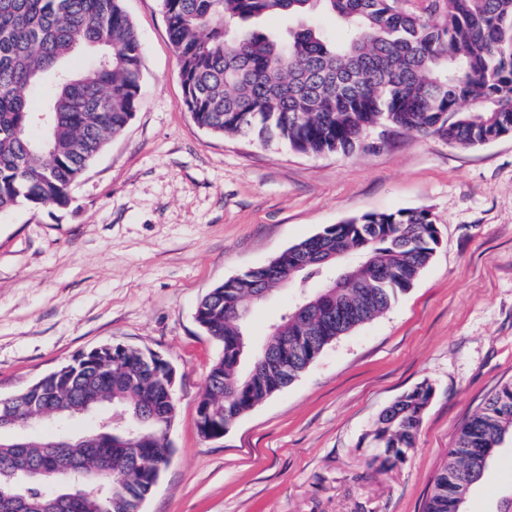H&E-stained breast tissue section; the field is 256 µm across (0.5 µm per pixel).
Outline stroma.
<instances>
[{
    "instance_id": "1",
    "label": "stroma",
    "mask_w": 512,
    "mask_h": 512,
    "mask_svg": "<svg viewBox=\"0 0 512 512\" xmlns=\"http://www.w3.org/2000/svg\"><path fill=\"white\" fill-rule=\"evenodd\" d=\"M120 5L143 46L133 119L68 207L0 214V396L102 344L146 348L176 370L177 413L143 512H421L459 427L512 382V134L460 148L375 130L346 156L216 136L182 105L161 0ZM421 208L440 244L413 286L204 438L197 403L221 346L195 319L203 296L326 225ZM293 295L249 304L253 342ZM425 381L415 450L377 469L380 414ZM510 496L512 443L463 512H503Z\"/></svg>"
}]
</instances>
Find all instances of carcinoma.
Returning <instances> with one entry per match:
<instances>
[{
	"label": "carcinoma",
	"instance_id": "carcinoma-1",
	"mask_svg": "<svg viewBox=\"0 0 512 512\" xmlns=\"http://www.w3.org/2000/svg\"><path fill=\"white\" fill-rule=\"evenodd\" d=\"M180 63L182 104L196 124L218 136L272 142L309 155H348L381 126L451 145L476 147L512 133V0H427L422 10L398 0H162ZM296 21L282 34L250 28L263 17ZM333 18L331 40L317 25ZM79 48L111 51L104 63L75 73L67 58ZM142 46L120 0H0V213L21 203L64 208L69 189L134 116ZM49 88L46 118L29 98ZM438 229L427 209L365 214L329 224L272 260L211 289L196 317L222 347L204 397L218 429H228L261 400L294 382L327 345L367 323L412 287L430 263ZM348 250L344 270L369 284L323 288L334 315L288 325V346L268 334L258 349L240 345L247 303L271 288L324 281L314 254ZM288 352V365L254 371L263 351ZM144 349L105 344L9 396L19 417L30 409L65 421L98 396L129 413L157 410L174 421L162 377L144 366ZM433 386L422 382L378 418L373 459L385 469L416 447ZM130 452L80 435L62 449L68 464L104 488L78 492L66 512H142L173 452L161 424ZM512 442V383L469 417L434 477L423 512H461L460 495L484 479L486 448ZM48 443L0 445V488L18 467L53 463ZM31 482L25 498L0 493V512H54L52 494Z\"/></svg>",
	"mask_w": 512,
	"mask_h": 512
}]
</instances>
